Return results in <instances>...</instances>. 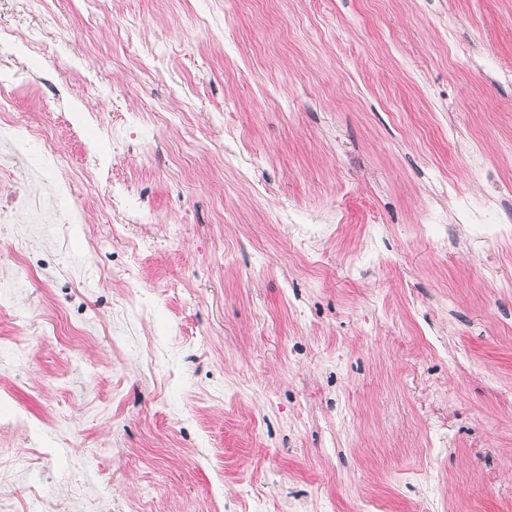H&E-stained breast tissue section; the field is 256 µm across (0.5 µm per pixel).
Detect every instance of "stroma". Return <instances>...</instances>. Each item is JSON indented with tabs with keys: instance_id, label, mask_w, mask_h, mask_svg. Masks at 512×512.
<instances>
[{
	"instance_id": "35a3bbf8",
	"label": "stroma",
	"mask_w": 512,
	"mask_h": 512,
	"mask_svg": "<svg viewBox=\"0 0 512 512\" xmlns=\"http://www.w3.org/2000/svg\"><path fill=\"white\" fill-rule=\"evenodd\" d=\"M0 25L47 48L0 44L22 169L85 210L63 238L0 232V271L23 263L11 234L41 249L24 287L0 278V336L29 328L0 348V418L42 425L0 438L20 489L76 482L122 512H512V239L487 236L512 202L471 167L512 186V0H0ZM39 77L57 92L25 94ZM116 180L155 223L114 227ZM367 241L390 266L350 272Z\"/></svg>"
}]
</instances>
